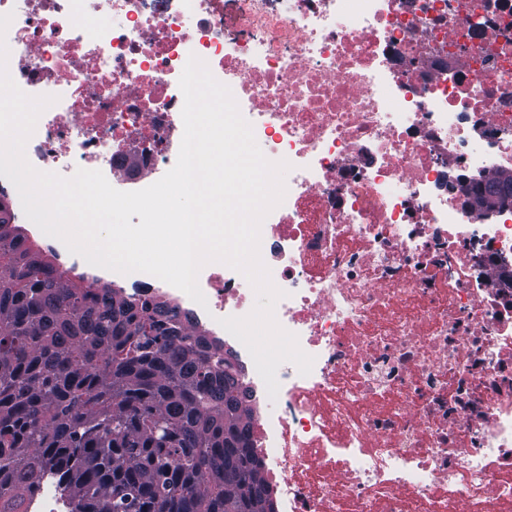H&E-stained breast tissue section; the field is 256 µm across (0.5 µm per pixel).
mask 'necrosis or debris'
<instances>
[{"label": "necrosis or debris", "mask_w": 512, "mask_h": 512, "mask_svg": "<svg viewBox=\"0 0 512 512\" xmlns=\"http://www.w3.org/2000/svg\"><path fill=\"white\" fill-rule=\"evenodd\" d=\"M7 69L55 102L25 153L107 171L120 190L173 168L189 56L228 86L257 144L287 161L260 255L279 325L314 359L251 411L276 512H512V208L470 201L512 171V0H0ZM222 337L256 295L203 266Z\"/></svg>", "instance_id": "4bbe7bcc"}]
</instances>
